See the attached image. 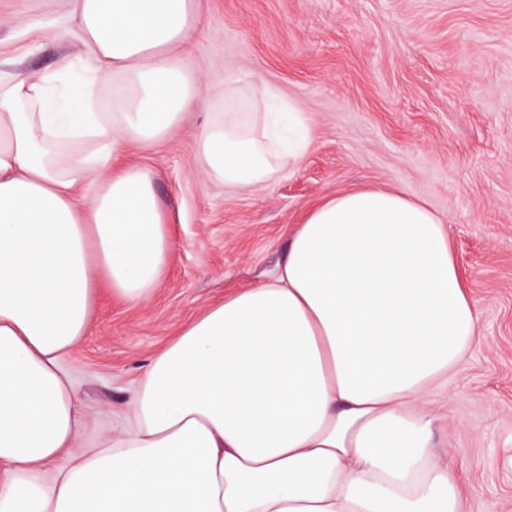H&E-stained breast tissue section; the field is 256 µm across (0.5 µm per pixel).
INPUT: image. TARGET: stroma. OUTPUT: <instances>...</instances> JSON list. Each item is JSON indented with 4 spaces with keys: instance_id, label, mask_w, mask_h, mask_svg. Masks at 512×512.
<instances>
[{
    "instance_id": "1",
    "label": "stroma",
    "mask_w": 512,
    "mask_h": 512,
    "mask_svg": "<svg viewBox=\"0 0 512 512\" xmlns=\"http://www.w3.org/2000/svg\"><path fill=\"white\" fill-rule=\"evenodd\" d=\"M187 44L206 94L261 78L302 102L315 135L254 190L206 179L197 138L214 115L189 107L163 142L129 146L151 171L175 241L138 306L103 298L61 360L111 435L150 358L225 293L273 279L296 224L322 197L399 188L441 216L484 342L448 374V461L464 512H512V0H199ZM92 68L72 0H0V80L67 86Z\"/></svg>"
}]
</instances>
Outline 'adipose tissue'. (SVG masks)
Here are the masks:
<instances>
[{
	"label": "adipose tissue",
	"mask_w": 512,
	"mask_h": 512,
	"mask_svg": "<svg viewBox=\"0 0 512 512\" xmlns=\"http://www.w3.org/2000/svg\"><path fill=\"white\" fill-rule=\"evenodd\" d=\"M74 14L95 67L63 103L45 76L0 81V512H462L429 398L483 336L441 217L399 190L309 209L274 280L188 321L112 439L68 455L88 419L62 357L100 286L143 303L174 253L151 172L117 163L127 145L206 101L205 174L254 188L314 138L297 100L280 128L261 83L203 97L184 49L198 0H74ZM104 85L107 119L90 108ZM73 140L98 150L64 155Z\"/></svg>",
	"instance_id": "ef3b65f1"
}]
</instances>
